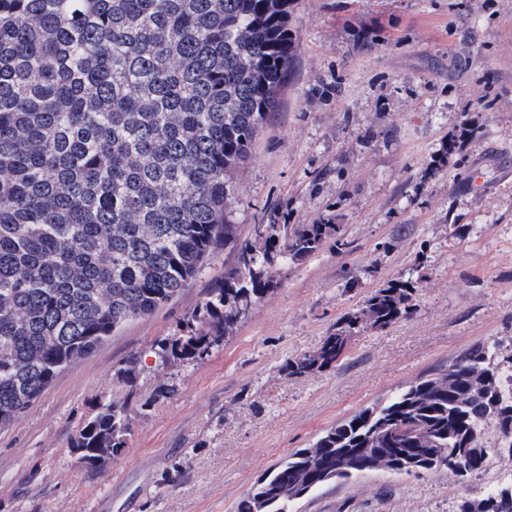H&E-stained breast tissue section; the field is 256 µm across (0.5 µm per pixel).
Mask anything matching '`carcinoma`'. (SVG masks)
<instances>
[{
	"mask_svg": "<svg viewBox=\"0 0 512 512\" xmlns=\"http://www.w3.org/2000/svg\"><path fill=\"white\" fill-rule=\"evenodd\" d=\"M292 0H0V426L17 421L70 364L123 324L178 296L221 247L234 266L174 332L157 366H194L280 284L273 269L349 246L342 225L255 224L239 241L229 219L234 176L268 127L296 41ZM463 122L431 169L453 164ZM413 276L376 289L339 318L285 378L344 358L364 329L416 310ZM512 350L478 344L322 432L258 479L235 512H288L336 479L383 465L459 481L491 452L512 460ZM140 361L116 375L126 396L102 397L71 437L94 471L132 433ZM499 432L494 446L485 425ZM455 512H512V482L465 497Z\"/></svg>",
	"mask_w": 512,
	"mask_h": 512,
	"instance_id": "cac0c4a2",
	"label": "carcinoma"
}]
</instances>
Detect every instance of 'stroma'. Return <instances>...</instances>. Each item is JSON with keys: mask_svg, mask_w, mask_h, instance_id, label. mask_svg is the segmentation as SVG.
<instances>
[{"mask_svg": "<svg viewBox=\"0 0 512 512\" xmlns=\"http://www.w3.org/2000/svg\"><path fill=\"white\" fill-rule=\"evenodd\" d=\"M288 86L235 176L239 239L278 217L333 215L347 249L281 268L267 296L201 363L157 369L152 346L235 262L219 250L172 301L121 326L0 428V512H234L262 474L324 430L478 343L512 338V0H293ZM482 129L465 165L431 171L463 121ZM481 174L482 186L472 184ZM418 310L366 329L336 368L287 379L279 366L416 261ZM141 357L139 393L175 394L133 411L123 453L83 467L70 438L115 371ZM176 482L164 483L172 464ZM512 480L490 456L465 482L376 472L327 484L289 512H454Z\"/></svg>", "mask_w": 512, "mask_h": 512, "instance_id": "35a3bbf8", "label": "stroma"}]
</instances>
